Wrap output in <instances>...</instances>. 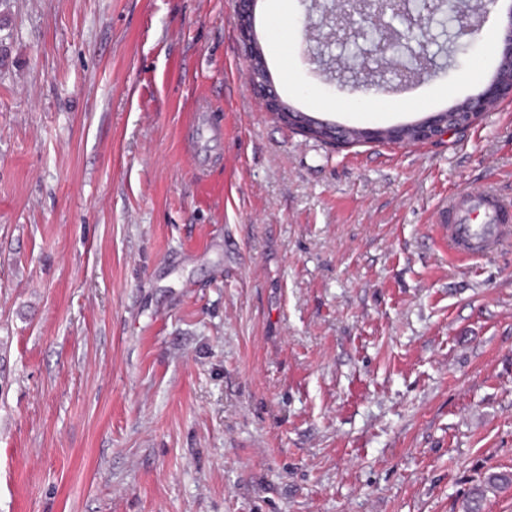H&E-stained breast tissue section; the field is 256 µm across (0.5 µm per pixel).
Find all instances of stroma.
Instances as JSON below:
<instances>
[{
	"mask_svg": "<svg viewBox=\"0 0 512 512\" xmlns=\"http://www.w3.org/2000/svg\"><path fill=\"white\" fill-rule=\"evenodd\" d=\"M432 19L400 79L256 0L294 110L411 125L498 64ZM238 0H0V512H464L512 471V246L449 259L461 186L512 202V98L336 149L258 103ZM512 488V475L509 473H490L476 487H474L467 498L464 512H479L483 500L488 493L497 494Z\"/></svg>",
	"mask_w": 512,
	"mask_h": 512,
	"instance_id": "stroma-1",
	"label": "stroma"
}]
</instances>
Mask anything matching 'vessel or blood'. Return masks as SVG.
Returning a JSON list of instances; mask_svg holds the SVG:
<instances>
[{"label": "vessel or blood", "instance_id": "1", "mask_svg": "<svg viewBox=\"0 0 512 512\" xmlns=\"http://www.w3.org/2000/svg\"><path fill=\"white\" fill-rule=\"evenodd\" d=\"M481 210L486 220L481 224L470 223V212ZM507 214L492 191L472 187L464 189L448 200V228L444 239L450 256L480 258L492 253L504 240L501 223Z\"/></svg>", "mask_w": 512, "mask_h": 512}]
</instances>
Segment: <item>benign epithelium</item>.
Wrapping results in <instances>:
<instances>
[{"label": "benign epithelium", "mask_w": 512, "mask_h": 512, "mask_svg": "<svg viewBox=\"0 0 512 512\" xmlns=\"http://www.w3.org/2000/svg\"><path fill=\"white\" fill-rule=\"evenodd\" d=\"M254 0H239L238 25L241 36L251 41L249 30L250 10ZM394 0H338L334 9L325 13L317 27L331 26L330 38L341 44L357 40L364 32V24L375 26L377 38L372 52L389 62L390 68L405 77L411 70L398 63L395 53L397 44L403 39H411L413 31L424 24V15L406 18L405 32H397L381 22L386 10L394 8ZM500 53L496 72L480 93L467 98L462 103L438 112L424 121L406 128L391 129V139L395 142L411 143L432 140L454 130L467 127L484 114L492 111L504 98L512 96V5L508 7L499 25ZM251 85L260 105L270 112L288 115V122L307 128L316 127L318 119L291 109L279 99L273 89L266 67L249 70Z\"/></svg>", "instance_id": "obj_1"}]
</instances>
